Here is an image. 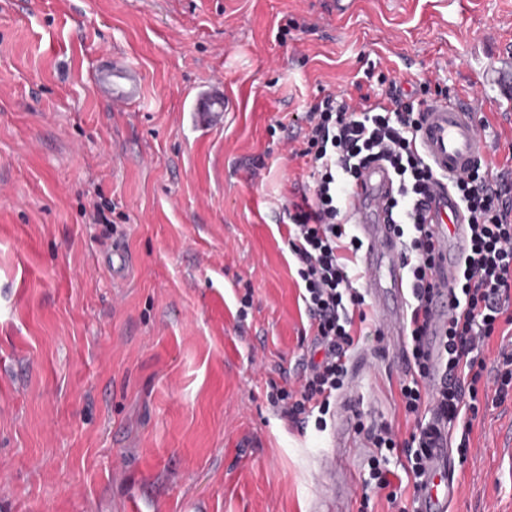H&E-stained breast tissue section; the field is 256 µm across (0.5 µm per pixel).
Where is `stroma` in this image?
I'll use <instances>...</instances> for the list:
<instances>
[{"mask_svg": "<svg viewBox=\"0 0 512 512\" xmlns=\"http://www.w3.org/2000/svg\"><path fill=\"white\" fill-rule=\"evenodd\" d=\"M112 49L142 107L96 95ZM508 54L512 0H0V512H315L328 460L338 512H387L359 489L369 428H410L382 339L349 358L342 447L269 409L311 349L281 220L298 125L393 81L474 97L512 178ZM216 77L230 107L204 131L188 105ZM508 436L512 395L480 409L449 512H512Z\"/></svg>", "mask_w": 512, "mask_h": 512, "instance_id": "1", "label": "stroma"}]
</instances>
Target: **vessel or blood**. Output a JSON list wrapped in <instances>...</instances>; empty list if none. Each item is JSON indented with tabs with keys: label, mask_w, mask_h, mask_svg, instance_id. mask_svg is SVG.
I'll list each match as a JSON object with an SVG mask.
<instances>
[{
	"label": "vessel or blood",
	"mask_w": 512,
	"mask_h": 512,
	"mask_svg": "<svg viewBox=\"0 0 512 512\" xmlns=\"http://www.w3.org/2000/svg\"><path fill=\"white\" fill-rule=\"evenodd\" d=\"M90 78L113 109L135 107L145 100L146 88L140 65L124 53H110L91 71ZM228 109L222 79H215L192 102L194 122L201 128L221 126ZM421 155L437 172L458 177L487 163L492 147L482 135L471 100L446 97L430 102L421 115L417 142ZM391 177L380 167L368 169L346 198L347 217L363 242L359 260L367 278L365 288L377 311V325L397 357L405 355V327L410 282L403 269L401 241L386 224L385 203ZM436 258L430 277L435 283L430 305L426 345L437 351L439 339L455 315L448 287L459 273L467 242L468 216L451 187L436 190L426 213ZM451 460L446 437L435 438L420 482L418 512H448V502L458 488L450 475Z\"/></svg>",
	"instance_id": "obj_1"
}]
</instances>
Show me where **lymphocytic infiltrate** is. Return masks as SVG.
I'll return each mask as SVG.
<instances>
[{
  "label": "lymphocytic infiltrate",
  "instance_id": "1",
  "mask_svg": "<svg viewBox=\"0 0 512 512\" xmlns=\"http://www.w3.org/2000/svg\"><path fill=\"white\" fill-rule=\"evenodd\" d=\"M422 108L413 94L393 83L375 104L351 103L330 94L304 113V147L298 155L306 160L311 185L285 214L312 333V355L303 365L298 388L269 397L277 414L326 429L330 404L345 386L347 356L357 337L363 336L368 319L366 297L354 287L350 274L362 243L347 229L345 195L362 168L385 162L398 184L390 207L412 288L406 325L410 368L399 392L406 416L416 422L405 440L388 424L371 429L375 452L361 490L384 494L393 512L405 492L404 482H418L424 472L430 423L423 420V413L460 426L457 452L463 458L469 454L487 367L485 352L501 325L512 326V185L483 164L451 183L470 218L469 240L453 286L457 313L441 351L447 380L440 388L430 386V358L423 338L436 245L419 210L439 176L417 149ZM394 454L406 458L401 470L390 467Z\"/></svg>",
  "mask_w": 512,
  "mask_h": 512
}]
</instances>
